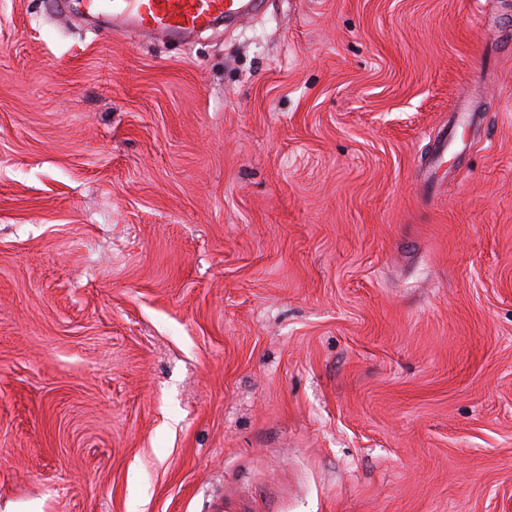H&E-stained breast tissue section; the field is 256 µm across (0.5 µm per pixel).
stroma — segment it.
<instances>
[{"mask_svg": "<svg viewBox=\"0 0 512 512\" xmlns=\"http://www.w3.org/2000/svg\"><path fill=\"white\" fill-rule=\"evenodd\" d=\"M45 2L0 0V512H512V0ZM264 0H78L79 10L113 38L130 32L186 38L253 16Z\"/></svg>", "mask_w": 512, "mask_h": 512, "instance_id": "35a3bbf8", "label": "stroma"}]
</instances>
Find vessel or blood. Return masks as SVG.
Instances as JSON below:
<instances>
[{
    "label": "vessel or blood",
    "mask_w": 512,
    "mask_h": 512,
    "mask_svg": "<svg viewBox=\"0 0 512 512\" xmlns=\"http://www.w3.org/2000/svg\"><path fill=\"white\" fill-rule=\"evenodd\" d=\"M263 0H77L79 10L120 38L128 33L186 38L253 16Z\"/></svg>",
    "instance_id": "obj_1"
}]
</instances>
